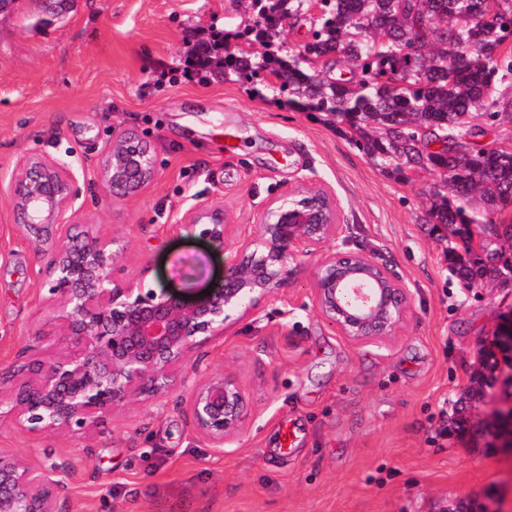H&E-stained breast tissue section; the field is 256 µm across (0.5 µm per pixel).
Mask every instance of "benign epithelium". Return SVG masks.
I'll return each instance as SVG.
<instances>
[{"label": "benign epithelium", "mask_w": 512, "mask_h": 512, "mask_svg": "<svg viewBox=\"0 0 512 512\" xmlns=\"http://www.w3.org/2000/svg\"><path fill=\"white\" fill-rule=\"evenodd\" d=\"M156 163L137 132L113 136L101 154L98 178L114 198L150 183ZM14 225L49 258L57 278L49 288L65 352L53 361L31 358L0 371V419L30 432L83 433L133 401L180 389L178 369L199 336H220L232 315L241 319L284 287L290 249H307L336 236L338 206L326 192L301 187L270 207L259 234L235 243L236 260L223 280L199 300L117 283L112 272L124 247L113 237L73 235L78 191L69 166L30 154L12 181ZM180 226L222 247L228 241L224 209L196 206ZM319 313L346 340L382 344L404 326L411 293L384 264L356 252L325 255L315 276ZM193 425L211 447L233 442L244 427L246 394L231 376L210 372L187 393ZM61 484L21 459L0 454V512H56Z\"/></svg>", "instance_id": "7a95c632"}]
</instances>
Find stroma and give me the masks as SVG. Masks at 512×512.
Here are the masks:
<instances>
[{
  "label": "stroma",
  "mask_w": 512,
  "mask_h": 512,
  "mask_svg": "<svg viewBox=\"0 0 512 512\" xmlns=\"http://www.w3.org/2000/svg\"><path fill=\"white\" fill-rule=\"evenodd\" d=\"M38 0L0 13V367L55 356V279L13 225L10 181L40 153L71 163L80 231L117 236V281L203 297L234 261L233 240L301 184L337 202L335 238L296 253L288 283L259 312L193 350L181 373L222 370L248 398L240 437L197 435L173 392L88 432L30 433L0 421V453L59 480L57 512H512V450L494 414L512 407V288L466 289L438 232L422 221L435 174L396 178L319 112L269 85L200 81L191 50L241 22L238 0H76L49 25ZM137 131L157 175L115 199L97 167L113 134ZM197 205L223 207L228 246L179 227ZM387 264L412 298L382 345H354L320 315L324 255ZM495 370L481 380L480 352Z\"/></svg>",
  "instance_id": "stroma-1"
}]
</instances>
